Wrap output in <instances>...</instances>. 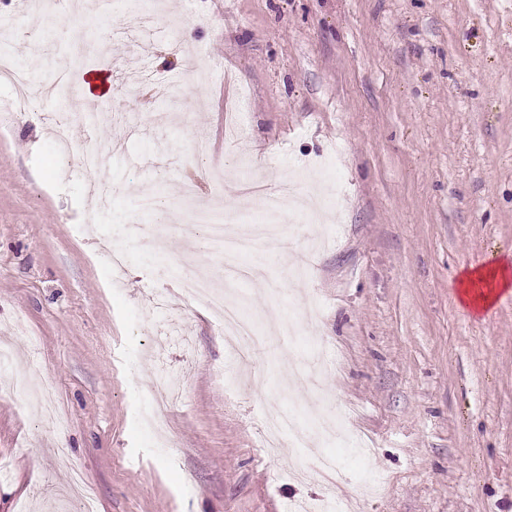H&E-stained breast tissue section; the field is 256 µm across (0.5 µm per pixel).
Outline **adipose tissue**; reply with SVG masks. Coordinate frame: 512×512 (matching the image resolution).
I'll return each mask as SVG.
<instances>
[{
    "instance_id": "1",
    "label": "adipose tissue",
    "mask_w": 512,
    "mask_h": 512,
    "mask_svg": "<svg viewBox=\"0 0 512 512\" xmlns=\"http://www.w3.org/2000/svg\"><path fill=\"white\" fill-rule=\"evenodd\" d=\"M512 294V262L493 261L474 266L463 275L458 296L476 312L493 306L499 297Z\"/></svg>"
}]
</instances>
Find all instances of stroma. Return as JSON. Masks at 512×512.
Instances as JSON below:
<instances>
[{
    "label": "stroma",
    "mask_w": 512,
    "mask_h": 512,
    "mask_svg": "<svg viewBox=\"0 0 512 512\" xmlns=\"http://www.w3.org/2000/svg\"><path fill=\"white\" fill-rule=\"evenodd\" d=\"M158 5L151 29L132 4L117 26L83 12L90 64L114 76L95 112L75 87L0 130V344L15 371L38 363L34 384L68 420L0 397V512H75V472L97 512H284L329 495L318 454L358 512H512V295L481 313L456 300L471 266L512 255V0ZM45 34L39 56L22 30L7 41L38 85L69 66L68 33ZM60 111L79 116L67 158L49 137ZM97 148L112 151L114 190L83 234ZM188 185L198 205L256 222L266 194L324 201L242 256L259 277L224 285L266 337L251 364L265 383L241 394L223 333L178 290L213 261L179 207ZM138 224L166 253L137 247ZM316 232L310 275L288 282ZM172 384L183 395L161 440L139 411ZM271 409L314 447L262 448Z\"/></svg>",
    "instance_id": "obj_1"
}]
</instances>
